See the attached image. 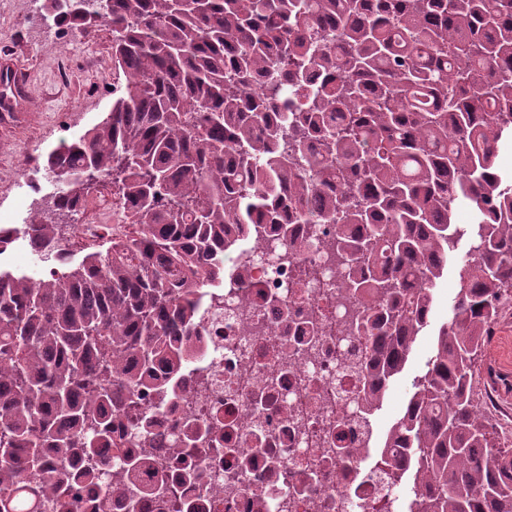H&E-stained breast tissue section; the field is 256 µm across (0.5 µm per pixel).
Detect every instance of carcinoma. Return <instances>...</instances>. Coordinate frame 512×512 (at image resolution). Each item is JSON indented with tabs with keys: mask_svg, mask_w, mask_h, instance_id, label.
<instances>
[{
	"mask_svg": "<svg viewBox=\"0 0 512 512\" xmlns=\"http://www.w3.org/2000/svg\"><path fill=\"white\" fill-rule=\"evenodd\" d=\"M56 26L112 28L123 94L50 152L55 211L112 184L122 237L81 261L33 216L57 269L0 270V512H74L75 467L129 431L139 396L183 370L198 289L254 224L336 225L322 241L343 332L362 336L366 410L429 323L455 242L470 239L452 317L390 427L403 512H512V448L477 402L473 362L512 301V0H43ZM461 204L470 224L455 223ZM29 476L22 477V471ZM132 493L106 484L102 508Z\"/></svg>",
	"mask_w": 512,
	"mask_h": 512,
	"instance_id": "obj_1",
	"label": "carcinoma"
}]
</instances>
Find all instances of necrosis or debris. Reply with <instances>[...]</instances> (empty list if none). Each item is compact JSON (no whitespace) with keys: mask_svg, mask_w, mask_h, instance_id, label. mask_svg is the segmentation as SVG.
I'll return each instance as SVG.
<instances>
[{"mask_svg":"<svg viewBox=\"0 0 512 512\" xmlns=\"http://www.w3.org/2000/svg\"><path fill=\"white\" fill-rule=\"evenodd\" d=\"M85 209L99 220L79 234L97 243L127 224V207L97 195ZM224 284L199 294L200 332L188 366L147 391L142 410L155 442L133 438L110 449L113 462L140 457L137 486L164 477L181 492L172 508L150 497L137 512H400L387 489L377 422L363 423L358 382L345 371L362 340L342 333L348 312L321 247L288 241L255 225L224 261ZM278 295L282 315L266 308ZM219 422L213 448L180 455L199 428ZM350 446L339 457L335 445Z\"/></svg>","mask_w":512,"mask_h":512,"instance_id":"obj_1","label":"necrosis or debris"}]
</instances>
